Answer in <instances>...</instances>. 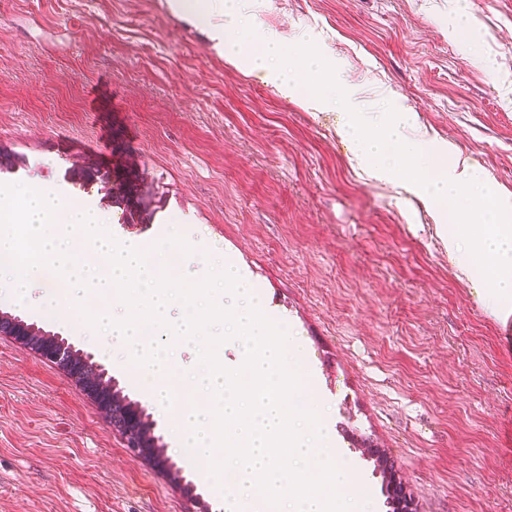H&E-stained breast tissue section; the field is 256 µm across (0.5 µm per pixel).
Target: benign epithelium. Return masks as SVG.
Returning <instances> with one entry per match:
<instances>
[{
    "label": "benign epithelium",
    "instance_id": "7a95c632",
    "mask_svg": "<svg viewBox=\"0 0 512 512\" xmlns=\"http://www.w3.org/2000/svg\"><path fill=\"white\" fill-rule=\"evenodd\" d=\"M35 329L37 325H28V322L20 316L0 313V335L22 337L27 334L33 343L49 345L52 348V356L56 360L67 366L76 377L103 397L105 409L112 415V421L118 422V428L128 438L130 445L134 448L141 447V444L135 440L137 433L142 432L148 435L154 429L151 421L144 420L145 408L138 405L132 410L124 406L120 396L114 393L116 379L104 364L95 360L92 353L76 348L68 339L53 333L48 340L36 336Z\"/></svg>",
    "mask_w": 512,
    "mask_h": 512
}]
</instances>
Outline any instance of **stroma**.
Listing matches in <instances>:
<instances>
[{
  "label": "stroma",
  "instance_id": "stroma-1",
  "mask_svg": "<svg viewBox=\"0 0 512 512\" xmlns=\"http://www.w3.org/2000/svg\"><path fill=\"white\" fill-rule=\"evenodd\" d=\"M245 6L288 47L319 34L361 111L417 113L512 194V0ZM336 127L228 65L168 0H0V185L100 210L119 240L180 222L198 261L224 250L292 325L335 464L374 512L386 477L412 512H512V318L486 311L481 271L463 276L426 211L362 175ZM1 311L94 353L163 445L130 448L63 365L0 335V512H224L77 301L2 295Z\"/></svg>",
  "mask_w": 512,
  "mask_h": 512
}]
</instances>
